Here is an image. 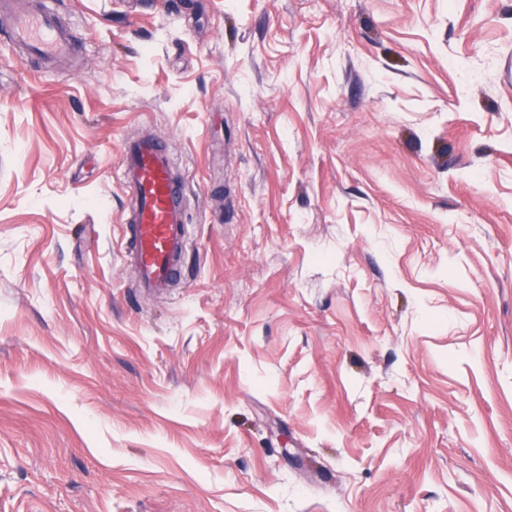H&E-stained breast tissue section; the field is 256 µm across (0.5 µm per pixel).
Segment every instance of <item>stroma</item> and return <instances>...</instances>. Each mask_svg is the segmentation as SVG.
Instances as JSON below:
<instances>
[{"instance_id": "1", "label": "stroma", "mask_w": 512, "mask_h": 512, "mask_svg": "<svg viewBox=\"0 0 512 512\" xmlns=\"http://www.w3.org/2000/svg\"><path fill=\"white\" fill-rule=\"evenodd\" d=\"M45 2L70 56L0 36V512H512V0ZM118 178L131 191L120 227L123 258L136 288L162 292L179 279L188 247L187 184L174 173L169 144L151 135L124 140Z\"/></svg>"}]
</instances>
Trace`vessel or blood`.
I'll use <instances>...</instances> for the list:
<instances>
[{"mask_svg":"<svg viewBox=\"0 0 512 512\" xmlns=\"http://www.w3.org/2000/svg\"><path fill=\"white\" fill-rule=\"evenodd\" d=\"M9 36L27 55L43 60L74 49L67 27L43 10L18 12ZM118 178L131 192L120 227L126 242L123 258L137 288L147 293L164 291L179 279L188 247L187 184L174 173L168 143L150 135L124 140Z\"/></svg>","mask_w":512,"mask_h":512,"instance_id":"b4317fda","label":"vessel or blood"}]
</instances>
